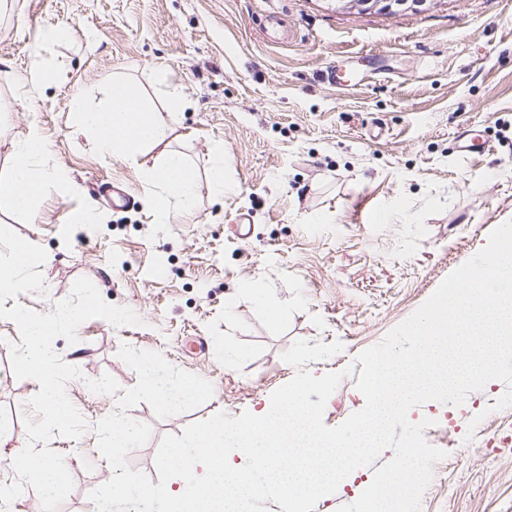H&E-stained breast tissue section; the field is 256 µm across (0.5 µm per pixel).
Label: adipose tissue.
Listing matches in <instances>:
<instances>
[{
    "instance_id": "obj_1",
    "label": "adipose tissue",
    "mask_w": 512,
    "mask_h": 512,
    "mask_svg": "<svg viewBox=\"0 0 512 512\" xmlns=\"http://www.w3.org/2000/svg\"><path fill=\"white\" fill-rule=\"evenodd\" d=\"M183 105L182 98L174 94L166 109H158L143 98L136 86L116 79L103 105L76 103L75 125L93 138L104 155L130 160L166 140L170 130L168 114ZM46 151L47 143L35 128L14 143L11 166L0 175V207L28 212L48 187L67 185L65 172H48L38 166V159ZM147 177L152 190L146 202L158 222L167 221L174 212H194L201 187L195 170L180 155L163 153Z\"/></svg>"
}]
</instances>
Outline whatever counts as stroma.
<instances>
[{
  "label": "stroma",
  "instance_id": "stroma-1",
  "mask_svg": "<svg viewBox=\"0 0 512 512\" xmlns=\"http://www.w3.org/2000/svg\"><path fill=\"white\" fill-rule=\"evenodd\" d=\"M69 28L46 45L39 32ZM354 68L356 90L337 91L334 71ZM132 81L154 100L177 91L165 148L182 153L207 180L215 143L234 191L201 189L194 214L156 223L145 178L162 149L137 161L102 155L77 130L75 97L97 103L112 80ZM38 128L48 144L39 165L63 169L66 188H48L36 208H0V222L49 255L47 295L6 299L40 313L89 278L102 298L132 309L141 325L83 323L77 343L58 339L77 366L67 395L88 424L80 438L54 437L74 488L58 512H95L87 497L113 470L98 452L96 425L118 398L87 380L111 374L121 390L138 382L121 344L161 352L213 387L204 404L169 418L147 403L127 409L149 424L148 442L128 456L157 478L161 438L223 412H258L296 375L282 359L298 340L341 342L340 353L308 363L316 376L343 378L327 401V426L365 405L350 367L366 348L413 314L443 279L512 220V0H432L419 13L336 12L329 0H5L0 5V173L15 141ZM473 130L479 148H453ZM403 201L406 216L380 215ZM100 214L74 223L82 202ZM251 227L249 236L239 225ZM256 281L279 307L271 321L246 290ZM233 314H225V303ZM16 325L0 319V440L20 452L37 386L16 378L10 342ZM505 391L493 380L461 406L414 407L432 419L427 441L446 451L421 512H512V408L488 411ZM476 430L468 424L477 413ZM394 455L354 470L313 512H338Z\"/></svg>",
  "mask_w": 512,
  "mask_h": 512
}]
</instances>
